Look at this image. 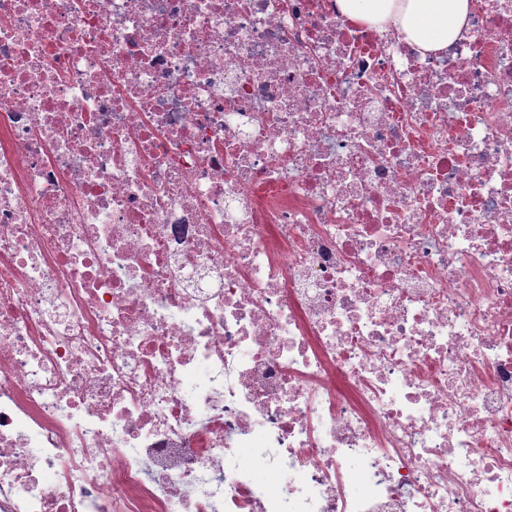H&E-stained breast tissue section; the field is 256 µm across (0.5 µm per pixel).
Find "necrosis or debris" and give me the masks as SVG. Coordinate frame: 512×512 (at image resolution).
<instances>
[{"label":"necrosis or debris","mask_w":512,"mask_h":512,"mask_svg":"<svg viewBox=\"0 0 512 512\" xmlns=\"http://www.w3.org/2000/svg\"><path fill=\"white\" fill-rule=\"evenodd\" d=\"M0 512H512V0H0ZM342 13L355 23L389 21L422 52H436L467 28L470 0H339Z\"/></svg>","instance_id":"1"}]
</instances>
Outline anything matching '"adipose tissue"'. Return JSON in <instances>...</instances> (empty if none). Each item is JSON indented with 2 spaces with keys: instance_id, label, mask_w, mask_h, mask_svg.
<instances>
[{
  "instance_id": "ef3b65f1",
  "label": "adipose tissue",
  "mask_w": 512,
  "mask_h": 512,
  "mask_svg": "<svg viewBox=\"0 0 512 512\" xmlns=\"http://www.w3.org/2000/svg\"><path fill=\"white\" fill-rule=\"evenodd\" d=\"M356 23L389 22L422 52H436L467 28L470 0H339Z\"/></svg>"
}]
</instances>
